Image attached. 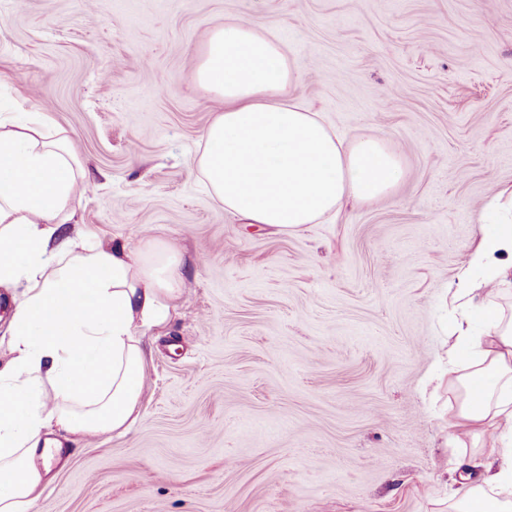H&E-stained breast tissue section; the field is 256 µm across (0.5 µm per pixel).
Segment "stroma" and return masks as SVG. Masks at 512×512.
I'll list each match as a JSON object with an SVG mask.
<instances>
[{
  "instance_id": "1",
  "label": "stroma",
  "mask_w": 512,
  "mask_h": 512,
  "mask_svg": "<svg viewBox=\"0 0 512 512\" xmlns=\"http://www.w3.org/2000/svg\"><path fill=\"white\" fill-rule=\"evenodd\" d=\"M281 43L290 90L384 135L393 196L281 234L195 167L220 102L211 29ZM0 103L44 108L84 165L68 229L176 244L186 293L145 334L139 417L64 438L30 512H448L443 298L512 184V0H0Z\"/></svg>"
}]
</instances>
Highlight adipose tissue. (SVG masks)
Returning a JSON list of instances; mask_svg holds the SVG:
<instances>
[{
  "label": "adipose tissue",
  "instance_id": "obj_1",
  "mask_svg": "<svg viewBox=\"0 0 512 512\" xmlns=\"http://www.w3.org/2000/svg\"><path fill=\"white\" fill-rule=\"evenodd\" d=\"M194 81L223 101L203 134L198 166L214 200L245 224L283 234L340 212L348 201L390 196L404 177L384 136L348 140L289 94L295 76L280 46L246 19L209 33ZM84 170L68 140L36 109L0 113V286L21 288L0 367V512H29L48 467L43 436L126 432L144 388L136 328L165 323L186 291L182 254L142 238L104 248L92 232L65 236ZM458 275L448 303L461 313L448 362L455 397L448 419L460 457L481 471L448 512H512V186ZM487 329L473 335L472 315Z\"/></svg>",
  "mask_w": 512,
  "mask_h": 512
}]
</instances>
